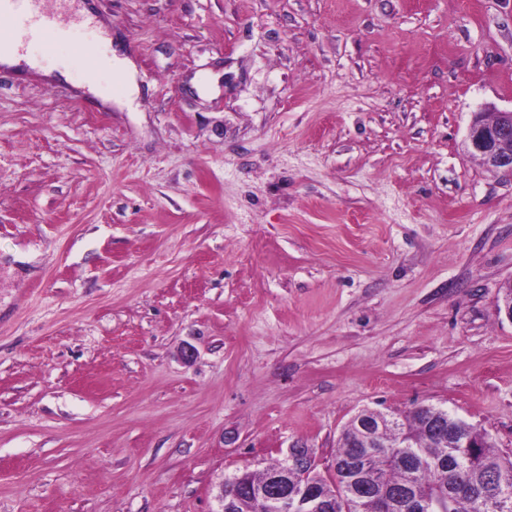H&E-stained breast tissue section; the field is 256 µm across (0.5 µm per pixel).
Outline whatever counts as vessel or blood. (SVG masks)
Masks as SVG:
<instances>
[{
	"label": "vessel or blood",
	"instance_id": "vessel-or-blood-1",
	"mask_svg": "<svg viewBox=\"0 0 512 512\" xmlns=\"http://www.w3.org/2000/svg\"><path fill=\"white\" fill-rule=\"evenodd\" d=\"M45 0H0V16L6 18L9 29L0 35V49L19 50L52 37L68 36L69 18L64 8L49 9Z\"/></svg>",
	"mask_w": 512,
	"mask_h": 512
}]
</instances>
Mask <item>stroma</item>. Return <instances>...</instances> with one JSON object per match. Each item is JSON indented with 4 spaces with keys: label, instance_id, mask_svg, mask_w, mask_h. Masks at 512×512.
Returning <instances> with one entry per match:
<instances>
[{
    "label": "stroma",
    "instance_id": "obj_1",
    "mask_svg": "<svg viewBox=\"0 0 512 512\" xmlns=\"http://www.w3.org/2000/svg\"><path fill=\"white\" fill-rule=\"evenodd\" d=\"M84 2L0 68V512H216L364 408L512 454V0ZM25 63L32 69H39L43 71L45 75H54L56 78H64L68 79L69 74L66 69H56V72L54 70H46L43 69L38 60L35 57H32L30 55L26 54H19L12 51H5L2 52L0 56V63L2 66L8 67V68H14L20 66L22 63ZM491 110V121L481 118L483 112L476 114L468 131V149L489 170L512 176V108Z\"/></svg>",
    "mask_w": 512,
    "mask_h": 512
}]
</instances>
